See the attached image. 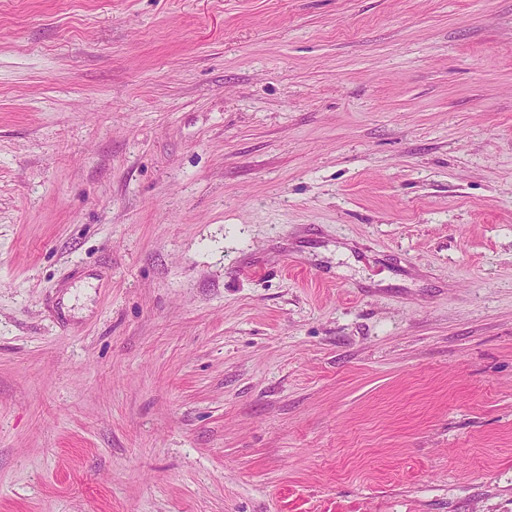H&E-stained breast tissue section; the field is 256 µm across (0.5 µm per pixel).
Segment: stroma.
<instances>
[{
	"mask_svg": "<svg viewBox=\"0 0 512 512\" xmlns=\"http://www.w3.org/2000/svg\"><path fill=\"white\" fill-rule=\"evenodd\" d=\"M0 512H512V0H0Z\"/></svg>",
	"mask_w": 512,
	"mask_h": 512,
	"instance_id": "1",
	"label": "stroma"
}]
</instances>
